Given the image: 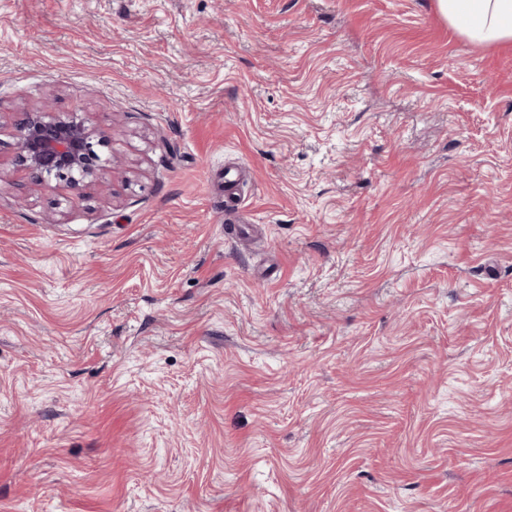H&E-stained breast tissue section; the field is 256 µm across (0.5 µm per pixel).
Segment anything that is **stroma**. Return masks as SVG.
<instances>
[{"label":"stroma","mask_w":512,"mask_h":512,"mask_svg":"<svg viewBox=\"0 0 512 512\" xmlns=\"http://www.w3.org/2000/svg\"><path fill=\"white\" fill-rule=\"evenodd\" d=\"M46 102L108 187L33 184ZM0 512H512V46L0 0Z\"/></svg>","instance_id":"stroma-1"}]
</instances>
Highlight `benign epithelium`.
<instances>
[{
    "mask_svg": "<svg viewBox=\"0 0 512 512\" xmlns=\"http://www.w3.org/2000/svg\"><path fill=\"white\" fill-rule=\"evenodd\" d=\"M107 141L108 136L97 133L87 117L75 112L60 120L46 104L31 113L18 134L21 161L40 184L50 179L71 186L84 180L104 184L98 147Z\"/></svg>",
    "mask_w": 512,
    "mask_h": 512,
    "instance_id": "1",
    "label": "benign epithelium"
}]
</instances>
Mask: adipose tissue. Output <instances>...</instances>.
Segmentation results:
<instances>
[{
    "mask_svg": "<svg viewBox=\"0 0 512 512\" xmlns=\"http://www.w3.org/2000/svg\"><path fill=\"white\" fill-rule=\"evenodd\" d=\"M459 35L479 45L512 43V0H435Z\"/></svg>",
    "mask_w": 512,
    "mask_h": 512,
    "instance_id": "obj_1",
    "label": "adipose tissue"
}]
</instances>
